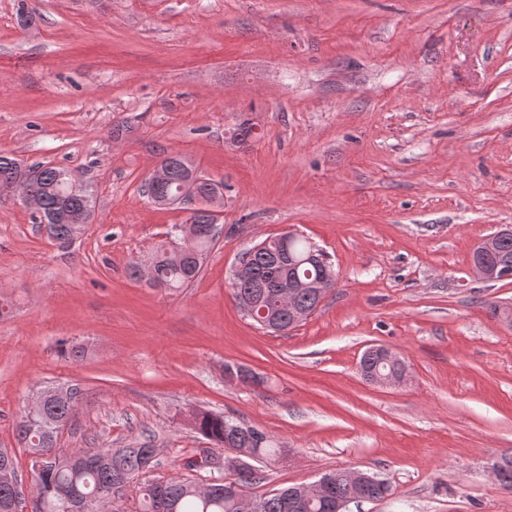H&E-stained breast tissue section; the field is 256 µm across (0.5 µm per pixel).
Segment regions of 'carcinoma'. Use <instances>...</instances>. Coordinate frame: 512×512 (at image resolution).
Segmentation results:
<instances>
[{
  "label": "carcinoma",
  "instance_id": "obj_1",
  "mask_svg": "<svg viewBox=\"0 0 512 512\" xmlns=\"http://www.w3.org/2000/svg\"><path fill=\"white\" fill-rule=\"evenodd\" d=\"M165 161L173 166L169 192L176 195L186 177V170L178 156L167 157ZM30 169L36 173L34 191L38 208L34 213L38 214L39 220L45 221L50 237L63 243L72 240L79 233V228L59 219V215L63 212L78 214L85 208H92L88 188L83 185L72 187L62 168L32 165ZM26 175L28 172L18 169L12 157L0 155V194ZM246 253L250 254L253 275L247 282L231 279L232 296L237 302L244 298L260 299L272 312L277 311V292L283 282L292 277L309 281L334 271L329 254L299 235L286 246L274 236L267 247H252ZM154 256V285L186 288L194 283L193 269L187 264L174 263L169 251L160 246ZM372 368L384 377L401 371L398 360L360 359V369ZM81 405V390L73 387L69 398L46 402L41 413L35 416V419L45 422V428L33 426L26 414L20 417L16 427L18 439L30 455L41 459L40 466L32 468L31 472V480L37 489L31 512H106L114 499L125 498L126 491L140 473L158 464L156 460L148 462L153 443L149 437L124 448L78 449L67 454L59 453L56 449L59 431L72 424ZM194 422L206 438L222 446L226 444L256 461L275 455L269 437L254 427H243L232 419L209 412L195 413ZM496 467L499 471L498 484L511 491L512 454L501 457ZM346 475L343 470L327 473L329 493L316 489L299 508L290 504L292 494L289 487L254 498L247 488L260 483V477L254 481L241 477L232 483L220 481L212 484L204 495L197 492L194 482L174 478L142 486L137 512H251L248 503L253 499L258 503V512H336L337 502L350 494ZM389 491L390 487L382 483H368L363 487L364 500L379 501Z\"/></svg>",
  "mask_w": 512,
  "mask_h": 512
}]
</instances>
